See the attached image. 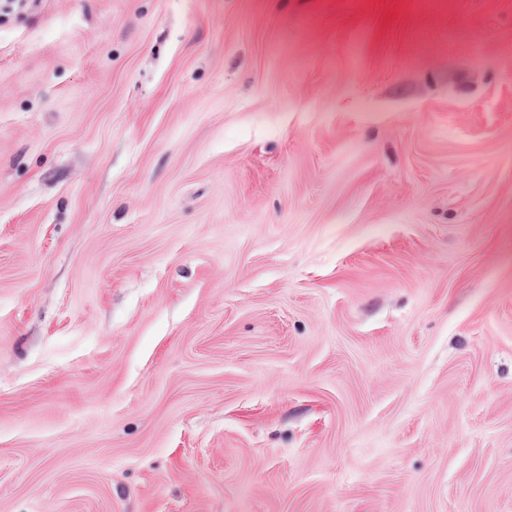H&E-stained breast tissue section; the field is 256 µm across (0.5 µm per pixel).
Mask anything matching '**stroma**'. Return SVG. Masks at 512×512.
<instances>
[{"instance_id": "35a3bbf8", "label": "stroma", "mask_w": 512, "mask_h": 512, "mask_svg": "<svg viewBox=\"0 0 512 512\" xmlns=\"http://www.w3.org/2000/svg\"><path fill=\"white\" fill-rule=\"evenodd\" d=\"M0 512H512V0L0 13Z\"/></svg>"}]
</instances>
